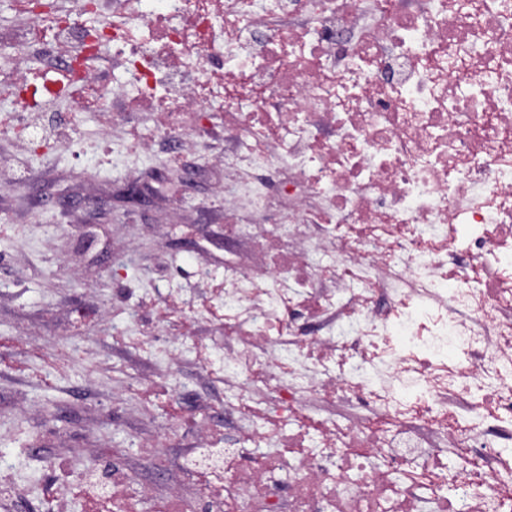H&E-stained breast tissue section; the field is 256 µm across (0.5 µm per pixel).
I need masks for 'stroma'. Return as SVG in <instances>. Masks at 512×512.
Returning <instances> with one entry per match:
<instances>
[{
	"label": "stroma",
	"mask_w": 512,
	"mask_h": 512,
	"mask_svg": "<svg viewBox=\"0 0 512 512\" xmlns=\"http://www.w3.org/2000/svg\"><path fill=\"white\" fill-rule=\"evenodd\" d=\"M15 33L30 79L45 64L14 0H0V32ZM147 131L142 108L104 128L78 115L59 141L0 132V487L44 495L51 512H83L66 498L91 464L122 460L136 474L122 502L166 512L172 493L199 502L204 473L185 468L202 448L243 440L224 419V337L208 318L224 278V151L215 131L168 162L154 132L148 154H112L130 127ZM182 292L181 317L156 319L155 286ZM213 347L210 366L178 345ZM158 390L153 402L142 393ZM190 401V419L169 415Z\"/></svg>",
	"instance_id": "1"
}]
</instances>
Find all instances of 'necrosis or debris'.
Here are the masks:
<instances>
[{"instance_id": "necrosis-or-debris-1", "label": "necrosis or debris", "mask_w": 512, "mask_h": 512, "mask_svg": "<svg viewBox=\"0 0 512 512\" xmlns=\"http://www.w3.org/2000/svg\"><path fill=\"white\" fill-rule=\"evenodd\" d=\"M95 4L24 0L68 51L35 84L0 33V91L46 111L108 42L113 98L182 146L224 127V415L255 445L187 460L224 481L203 512L281 482L288 512H512V0Z\"/></svg>"}]
</instances>
